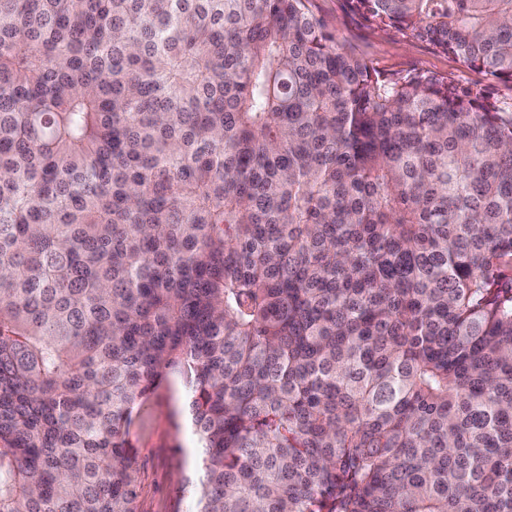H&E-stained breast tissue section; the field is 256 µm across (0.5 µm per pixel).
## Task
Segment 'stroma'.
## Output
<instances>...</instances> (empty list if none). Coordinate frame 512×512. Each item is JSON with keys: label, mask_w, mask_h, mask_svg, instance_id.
Returning a JSON list of instances; mask_svg holds the SVG:
<instances>
[{"label": "stroma", "mask_w": 512, "mask_h": 512, "mask_svg": "<svg viewBox=\"0 0 512 512\" xmlns=\"http://www.w3.org/2000/svg\"><path fill=\"white\" fill-rule=\"evenodd\" d=\"M312 10L327 22L340 44L383 72L416 69L484 90L498 99L512 97V83L492 79L403 32L374 29L349 10L346 0H312ZM129 440L138 465L140 512H192L193 488L203 476L202 450L180 373L169 372L162 386L135 407Z\"/></svg>", "instance_id": "stroma-1"}]
</instances>
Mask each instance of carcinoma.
Wrapping results in <instances>:
<instances>
[{
  "label": "carcinoma",
  "mask_w": 512,
  "mask_h": 512,
  "mask_svg": "<svg viewBox=\"0 0 512 512\" xmlns=\"http://www.w3.org/2000/svg\"><path fill=\"white\" fill-rule=\"evenodd\" d=\"M311 0H0V512H512V100ZM512 82V0H348ZM312 10L328 24L336 40L359 57L369 60L386 73L410 69L448 77L494 98L512 97V83L491 79L485 73L465 66L456 56L437 51L427 42L416 40L395 29L377 30L348 9L345 0H312ZM130 446L138 465L139 512H190L193 488L203 477L202 448L194 432L180 373L136 405Z\"/></svg>",
  "instance_id": "1"
}]
</instances>
